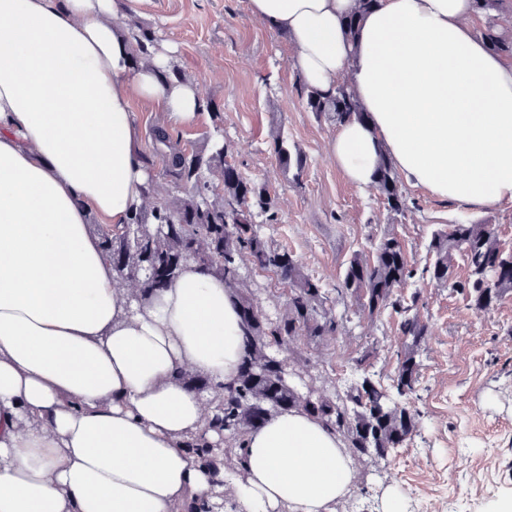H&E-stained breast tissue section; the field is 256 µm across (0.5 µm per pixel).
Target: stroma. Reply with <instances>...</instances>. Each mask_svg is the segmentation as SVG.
Instances as JSON below:
<instances>
[{"instance_id":"stroma-1","label":"stroma","mask_w":512,"mask_h":512,"mask_svg":"<svg viewBox=\"0 0 512 512\" xmlns=\"http://www.w3.org/2000/svg\"><path fill=\"white\" fill-rule=\"evenodd\" d=\"M135 7L139 20L171 44L182 74L205 82L223 116L224 146L239 170L275 192L279 222L261 225V234L294 255L345 317L344 335L295 344L309 389L320 391L329 378L345 390L357 377L352 358L365 352L369 373L390 382L401 346L399 317L387 310L370 319L338 297L349 259L371 254L391 231L408 261L424 267L432 233L451 224L493 225L512 250V206L478 212L408 186L413 208L393 214L373 187L350 185L328 158L334 126L308 112L286 37L254 21L248 0H137ZM134 112L144 130L170 124L190 149L202 146L212 125L206 112L188 125L170 123L146 102L136 103ZM278 136L307 157L301 183L279 168ZM401 294L418 296L429 324L419 347L417 391L401 400L419 412V428L389 452L383 472L357 465L336 512H380L386 482L404 493L407 512H497L512 499V295L477 313L453 285L428 278L409 280Z\"/></svg>"}]
</instances>
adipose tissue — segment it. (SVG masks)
<instances>
[{
    "instance_id": "ef3b65f1",
    "label": "adipose tissue",
    "mask_w": 512,
    "mask_h": 512,
    "mask_svg": "<svg viewBox=\"0 0 512 512\" xmlns=\"http://www.w3.org/2000/svg\"><path fill=\"white\" fill-rule=\"evenodd\" d=\"M134 3L0 0V512H196L215 490L234 512H335L355 462L319 421L205 426L244 347L223 278L190 263L136 306L91 231L162 199L134 101L202 111L196 83L161 82L169 51L133 66ZM354 7L248 0L304 83L349 78L367 112L329 140L337 169L366 187L384 155L432 197L512 206V57L474 0H378L351 39ZM500 15L487 14L481 33L494 52L512 56V33L502 26Z\"/></svg>"
}]
</instances>
